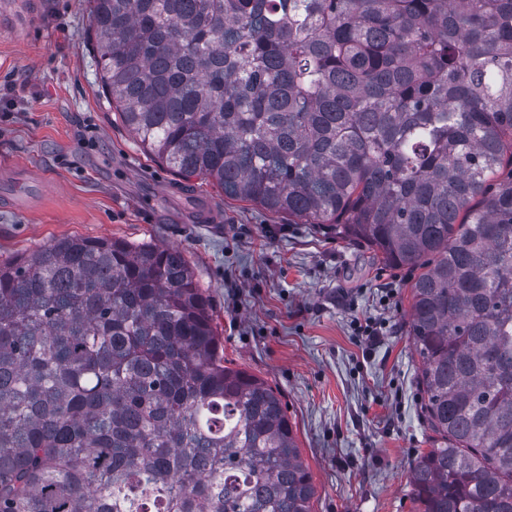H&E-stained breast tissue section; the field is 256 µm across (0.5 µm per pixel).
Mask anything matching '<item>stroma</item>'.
I'll list each match as a JSON object with an SVG mask.
<instances>
[{
    "label": "stroma",
    "instance_id": "35a3bbf8",
    "mask_svg": "<svg viewBox=\"0 0 512 512\" xmlns=\"http://www.w3.org/2000/svg\"><path fill=\"white\" fill-rule=\"evenodd\" d=\"M89 23L90 0H32L23 30L0 24V262L66 236L183 250L225 359L280 392L314 512H415L409 468L439 441L408 335L416 271L154 162L102 92ZM28 191L29 210L5 198Z\"/></svg>",
    "mask_w": 512,
    "mask_h": 512
}]
</instances>
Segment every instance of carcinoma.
Here are the masks:
<instances>
[{
	"mask_svg": "<svg viewBox=\"0 0 512 512\" xmlns=\"http://www.w3.org/2000/svg\"><path fill=\"white\" fill-rule=\"evenodd\" d=\"M104 94L180 175L420 270L419 512H512V0H90ZM281 395L186 254L0 263V512H312Z\"/></svg>",
	"mask_w": 512,
	"mask_h": 512,
	"instance_id": "obj_1",
	"label": "carcinoma"
}]
</instances>
